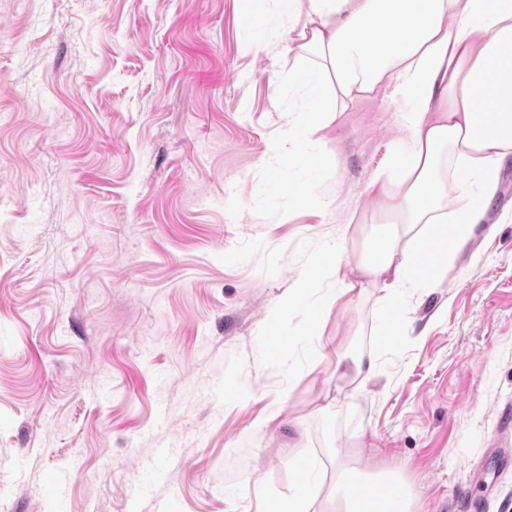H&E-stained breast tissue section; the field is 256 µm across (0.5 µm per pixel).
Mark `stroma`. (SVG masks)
Listing matches in <instances>:
<instances>
[{
    "instance_id": "obj_1",
    "label": "stroma",
    "mask_w": 512,
    "mask_h": 512,
    "mask_svg": "<svg viewBox=\"0 0 512 512\" xmlns=\"http://www.w3.org/2000/svg\"><path fill=\"white\" fill-rule=\"evenodd\" d=\"M288 27L239 0H0V512H273L313 461L401 475L412 512H512V170L382 332L379 293L281 304L400 145L391 89L343 108L309 215L277 143ZM328 344L318 359L317 343ZM378 373L336 377L337 357ZM296 201L308 207L312 213H321L328 204L327 198L319 191L316 183H304L299 192L294 194Z\"/></svg>"
}]
</instances>
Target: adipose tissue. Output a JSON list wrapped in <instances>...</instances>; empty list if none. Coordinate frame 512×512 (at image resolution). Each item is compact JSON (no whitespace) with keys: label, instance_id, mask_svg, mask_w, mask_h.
Instances as JSON below:
<instances>
[{"label":"adipose tissue","instance_id":"1","mask_svg":"<svg viewBox=\"0 0 512 512\" xmlns=\"http://www.w3.org/2000/svg\"><path fill=\"white\" fill-rule=\"evenodd\" d=\"M253 16L275 8L287 15L284 36L263 51L278 62L294 50L289 87L309 93L311 109H283L279 146L266 158L278 169L282 154L324 168L325 130L346 102L392 88L400 103L402 145L367 189L405 244L391 243L381 259L362 258L349 279L341 245L327 247L289 289L291 308L327 280L341 293L377 288L389 320H407L401 294L426 288L433 272L483 223L512 161V0H243ZM397 495L381 501L372 485L357 493L337 486L336 512H409L411 490L394 479Z\"/></svg>","mask_w":512,"mask_h":512}]
</instances>
